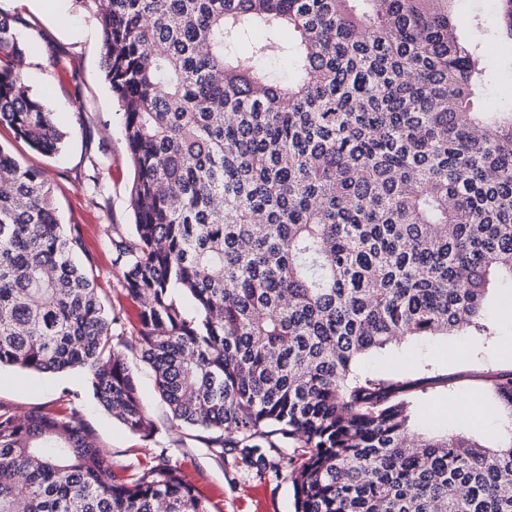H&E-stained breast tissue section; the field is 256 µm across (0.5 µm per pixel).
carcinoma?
Masks as SVG:
<instances>
[{
    "label": "carcinoma",
    "instance_id": "1",
    "mask_svg": "<svg viewBox=\"0 0 512 512\" xmlns=\"http://www.w3.org/2000/svg\"><path fill=\"white\" fill-rule=\"evenodd\" d=\"M76 2L98 22L135 170L133 238L115 243L137 305L127 342L176 425L249 464L303 449L295 512H512V371L486 390L503 433L489 446L413 430L453 378L361 369L418 336L490 335L485 294L512 280V110L487 102L482 23L461 32L457 0ZM21 56L1 16L0 126L49 156L63 133ZM88 255L43 172L0 149V367L84 369L148 441ZM0 512L212 501L162 453L114 473L61 398L22 417L0 405Z\"/></svg>",
    "mask_w": 512,
    "mask_h": 512
}]
</instances>
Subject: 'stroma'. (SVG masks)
I'll return each instance as SVG.
<instances>
[{
	"mask_svg": "<svg viewBox=\"0 0 512 512\" xmlns=\"http://www.w3.org/2000/svg\"><path fill=\"white\" fill-rule=\"evenodd\" d=\"M0 14L12 22L24 47L22 71L32 91L51 112L65 134L58 154L33 151L13 132L0 126V146L24 165L40 168L50 184L57 216L63 224L84 225L88 248L102 287L113 289L112 310L134 318L135 309L117 290L122 272L115 265L113 243L130 239L133 170L123 138V120L104 78L101 35L96 20L77 0H60L52 11L17 8L14 0H0ZM490 61L503 69L490 90L491 105L512 108V44L491 37L483 44ZM494 325L489 336H421L400 353H378L368 359L372 373L419 372L433 365L436 372L454 376L451 389L435 391L417 415L420 430L434 433L468 432L489 441L499 436L500 417L476 426L457 409L486 388L489 375L512 370V282L490 290L485 308ZM112 331L115 350L125 355L139 387L141 401L156 430L154 444H146L112 419L90 393L84 370L61 374L38 373L15 366L0 368V404L23 415L66 395L96 432L114 469L138 465L149 452H165L171 465L192 475L209 496L214 512H294L288 479L290 448H270L264 466H246L239 452L218 455L203 431L177 427L161 401L150 369L138 349Z\"/></svg>",
	"mask_w": 512,
	"mask_h": 512,
	"instance_id": "35a3bbf8",
	"label": "stroma"
}]
</instances>
